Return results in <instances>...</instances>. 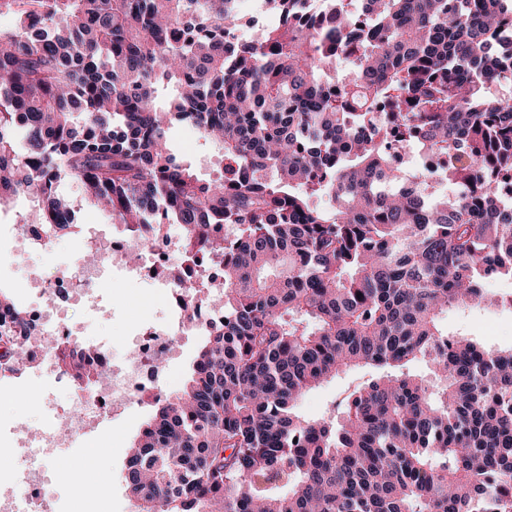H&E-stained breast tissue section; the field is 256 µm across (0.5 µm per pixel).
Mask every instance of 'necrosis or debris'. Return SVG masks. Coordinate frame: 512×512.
Wrapping results in <instances>:
<instances>
[{"label":"necrosis or debris","instance_id":"1","mask_svg":"<svg viewBox=\"0 0 512 512\" xmlns=\"http://www.w3.org/2000/svg\"><path fill=\"white\" fill-rule=\"evenodd\" d=\"M80 249L92 250L95 267L79 266L77 271L50 280L36 270H29L24 294V315L30 330L26 338L29 356L21 362L0 360L1 373H18L43 367L44 376L55 390L72 394L70 410L61 412L52 401H45V422L22 438V464L12 473V482L22 485V493L0 489V512H57L51 487L45 478L41 454L53 448H73L87 432L86 421H105L111 411L124 410L133 404L156 399L167 393L170 381L160 367V360L174 357L178 339L187 332H206L224 319L222 310L206 304H190L185 289L177 280L161 277L160 259L175 261L179 239L166 234L154 235L116 224L111 234L97 233L81 240ZM123 260L122 273L129 278H144L146 272L159 274L161 288L171 291L176 304L167 322L135 340L137 356L121 365H113L112 355L103 341H82L77 327L66 316L65 302L92 301L91 289L97 273ZM66 346L81 354L86 365L107 364L109 381L100 389L80 387L57 365L56 348Z\"/></svg>","mask_w":512,"mask_h":512}]
</instances>
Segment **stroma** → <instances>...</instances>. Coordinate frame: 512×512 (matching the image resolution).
I'll list each match as a JSON object with an SVG mask.
<instances>
[{
	"label": "stroma",
	"mask_w": 512,
	"mask_h": 512,
	"mask_svg": "<svg viewBox=\"0 0 512 512\" xmlns=\"http://www.w3.org/2000/svg\"><path fill=\"white\" fill-rule=\"evenodd\" d=\"M169 147L177 156L191 160L200 178L214 177V163L220 154L217 145L199 139L188 125L174 124L168 133ZM97 291L111 314L95 319L88 318L79 306L69 309L75 324L91 323L94 339L107 341L114 349L116 359L126 357L130 348L128 338L160 325L167 316L165 294L147 281H128L121 278L102 277L97 281ZM443 325L452 334H465L481 343L505 348L512 345V308L449 311ZM372 372L358 368L340 374L321 386L310 390L304 397L300 410L307 417L319 419L327 416L338 400L346 398L370 379ZM42 379L26 373L0 375V420H24L28 426L39 425L43 420L40 403H25L24 397L33 392L43 394ZM151 404H135L118 417L107 420L103 426L90 432L81 448L65 458L51 461V468L60 470L67 466L88 461L89 447H97L92 460L93 473L111 481L112 512H134V502L125 482L127 449L137 438L150 418Z\"/></svg>",
	"instance_id": "35a3bbf8"
}]
</instances>
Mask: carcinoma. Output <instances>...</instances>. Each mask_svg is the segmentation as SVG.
Segmentation results:
<instances>
[{
  "instance_id": "cac0c4a2",
  "label": "carcinoma",
  "mask_w": 512,
  "mask_h": 512,
  "mask_svg": "<svg viewBox=\"0 0 512 512\" xmlns=\"http://www.w3.org/2000/svg\"><path fill=\"white\" fill-rule=\"evenodd\" d=\"M311 2L264 0L251 39L238 0H0V204L71 224L67 174L224 264L226 323L130 449L137 512H512V346L441 327L512 307L487 287L512 279V0ZM176 122L221 146L216 177L169 152ZM404 138L442 169L391 166ZM355 368L376 376L344 407L299 413Z\"/></svg>"
}]
</instances>
